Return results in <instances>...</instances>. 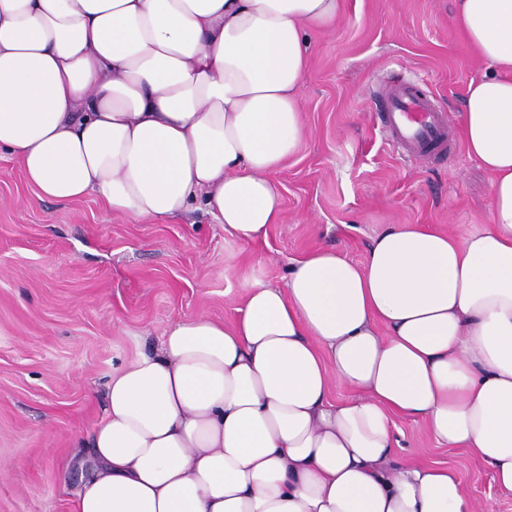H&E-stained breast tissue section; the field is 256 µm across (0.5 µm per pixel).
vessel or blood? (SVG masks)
I'll return each instance as SVG.
<instances>
[{"label": "vessel or blood", "mask_w": 512, "mask_h": 512, "mask_svg": "<svg viewBox=\"0 0 512 512\" xmlns=\"http://www.w3.org/2000/svg\"><path fill=\"white\" fill-rule=\"evenodd\" d=\"M386 99L384 128L395 148L414 159L445 150L448 119L435 109L429 98L411 85L398 82L389 86Z\"/></svg>", "instance_id": "vessel-or-blood-1"}]
</instances>
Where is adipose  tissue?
<instances>
[{
	"instance_id": "1",
	"label": "adipose tissue",
	"mask_w": 512,
	"mask_h": 512,
	"mask_svg": "<svg viewBox=\"0 0 512 512\" xmlns=\"http://www.w3.org/2000/svg\"><path fill=\"white\" fill-rule=\"evenodd\" d=\"M342 0H0V151L48 200L133 222L202 204L226 235L282 219L308 37ZM487 71L461 134L492 175L465 236L392 224L255 285L229 325L174 322L113 371L72 512H489L453 467L393 465L423 420L512 492V0H454ZM340 383L354 395L331 401Z\"/></svg>"
}]
</instances>
